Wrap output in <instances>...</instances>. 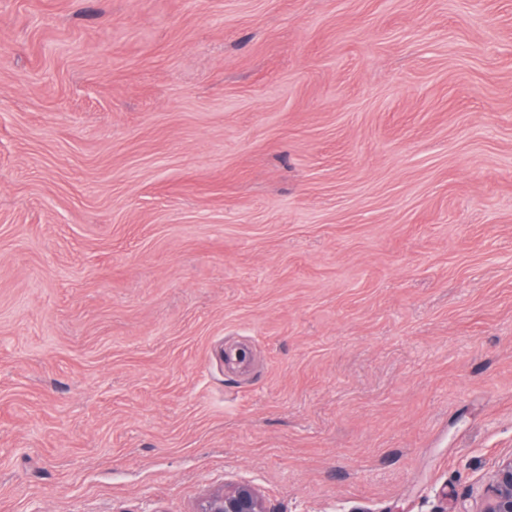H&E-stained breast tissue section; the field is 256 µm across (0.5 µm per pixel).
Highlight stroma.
Returning a JSON list of instances; mask_svg holds the SVG:
<instances>
[{
	"label": "stroma",
	"mask_w": 512,
	"mask_h": 512,
	"mask_svg": "<svg viewBox=\"0 0 512 512\" xmlns=\"http://www.w3.org/2000/svg\"><path fill=\"white\" fill-rule=\"evenodd\" d=\"M509 457L512 0H0V512Z\"/></svg>",
	"instance_id": "stroma-1"
}]
</instances>
